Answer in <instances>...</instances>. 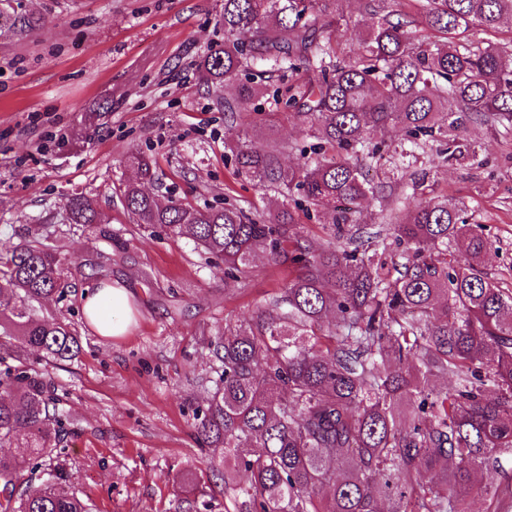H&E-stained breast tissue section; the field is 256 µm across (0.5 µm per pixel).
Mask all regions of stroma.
I'll return each mask as SVG.
<instances>
[{
    "label": "stroma",
    "mask_w": 512,
    "mask_h": 512,
    "mask_svg": "<svg viewBox=\"0 0 512 512\" xmlns=\"http://www.w3.org/2000/svg\"><path fill=\"white\" fill-rule=\"evenodd\" d=\"M42 17L20 36L0 35V241L28 231L57 237L67 270L62 300L33 303L38 316L59 314L76 329L78 360L41 366L67 414L68 471L93 512H184L197 489L224 512V478L193 431V408L210 395L220 364L207 339L249 317L289 279L288 268L257 255L245 286H224V269L188 238L153 235L119 201L133 178L128 155L157 161L152 192L160 199L268 211L280 196L235 180L225 141L242 133L280 148L282 164L299 160L303 125L267 108L256 127L224 118L235 86H207L196 62L222 40V0H14ZM350 20L338 33L339 56L359 52L379 16L406 10L405 0H332ZM470 137L479 159L448 162L435 152L381 176L365 171L387 209L405 197L450 195L465 202L493 242L485 264L496 277L512 271V143L485 126ZM96 199L106 225L70 224L65 203ZM121 281L134 300L126 335L99 337L83 313L85 287ZM194 481L182 480L185 467Z\"/></svg>",
    "instance_id": "obj_1"
}]
</instances>
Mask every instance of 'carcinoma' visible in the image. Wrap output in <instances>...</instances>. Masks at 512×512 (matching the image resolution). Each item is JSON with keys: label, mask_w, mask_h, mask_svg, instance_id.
Segmentation results:
<instances>
[{"label": "carcinoma", "mask_w": 512, "mask_h": 512, "mask_svg": "<svg viewBox=\"0 0 512 512\" xmlns=\"http://www.w3.org/2000/svg\"><path fill=\"white\" fill-rule=\"evenodd\" d=\"M331 0H223L212 44L197 67L206 83H238V103L263 98L305 125L302 162L285 167L246 135L225 145L235 178L274 187L287 201L257 218L221 208L162 204L144 189L156 162L128 158L136 179L120 189L139 226L188 234L224 262L238 286L258 252L288 265L281 295L209 341L221 372L194 430L224 468V512H490L512 509V288L489 276L493 243L457 199L425 198L385 224L400 249L363 243L352 216L380 199L362 160L417 158L435 148L447 160H477L474 124L512 135V48L455 39L496 30L512 0H415L384 15L352 61L337 55L343 18ZM41 18L0 0V31ZM446 36L423 47L419 23ZM261 61L288 74L273 89L249 78ZM326 209L327 245L305 238L296 208ZM71 224H98L95 201L65 204ZM63 258L34 237L0 242V512H91L72 485L60 448L65 424L54 390L30 362L71 361L77 335L60 316L29 303L63 296ZM452 377L437 389L432 381ZM486 469L500 482L482 486Z\"/></svg>", "instance_id": "1"}]
</instances>
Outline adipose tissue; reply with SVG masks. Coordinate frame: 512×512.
Masks as SVG:
<instances>
[{
	"label": "adipose tissue",
	"mask_w": 512,
	"mask_h": 512,
	"mask_svg": "<svg viewBox=\"0 0 512 512\" xmlns=\"http://www.w3.org/2000/svg\"><path fill=\"white\" fill-rule=\"evenodd\" d=\"M83 307L99 336L109 340L125 335L132 314L131 295L127 288L106 281L86 287Z\"/></svg>",
	"instance_id": "obj_1"
}]
</instances>
